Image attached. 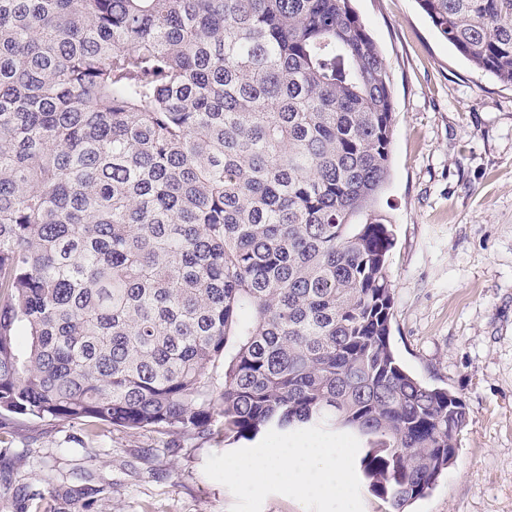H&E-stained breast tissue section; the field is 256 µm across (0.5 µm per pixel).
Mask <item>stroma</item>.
Masks as SVG:
<instances>
[{"label": "stroma", "instance_id": "obj_1", "mask_svg": "<svg viewBox=\"0 0 512 512\" xmlns=\"http://www.w3.org/2000/svg\"><path fill=\"white\" fill-rule=\"evenodd\" d=\"M391 74L380 212L394 226L392 344L458 392L455 463L405 512H512V86L473 68L417 0H352ZM218 435L0 423V512H230L204 473Z\"/></svg>", "mask_w": 512, "mask_h": 512}]
</instances>
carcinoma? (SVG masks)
Here are the masks:
<instances>
[{"instance_id": "carcinoma-1", "label": "carcinoma", "mask_w": 512, "mask_h": 512, "mask_svg": "<svg viewBox=\"0 0 512 512\" xmlns=\"http://www.w3.org/2000/svg\"><path fill=\"white\" fill-rule=\"evenodd\" d=\"M352 0H0V417L320 424L405 512L468 413L391 344V76ZM512 85V0H417Z\"/></svg>"}]
</instances>
